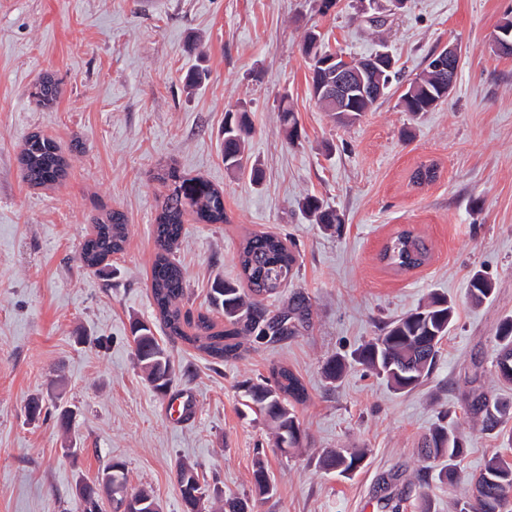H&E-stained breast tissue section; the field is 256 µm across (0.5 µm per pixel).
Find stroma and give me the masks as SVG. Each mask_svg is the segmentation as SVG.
<instances>
[{
	"label": "stroma",
	"instance_id": "1",
	"mask_svg": "<svg viewBox=\"0 0 512 512\" xmlns=\"http://www.w3.org/2000/svg\"><path fill=\"white\" fill-rule=\"evenodd\" d=\"M0 0V512H78L76 487L112 459L125 462L129 491L153 492L162 512H185L180 462L196 465L208 487L238 497L248 512H379L377 501L402 494L403 512H459L470 481L493 456L512 458V419L488 431L469 403L478 391L512 405V384L495 371L496 329L512 316V57L494 35L512 0ZM379 17L381 27L369 24ZM324 48L365 57L387 45L404 80L433 51L460 52L448 98L413 114L390 93L359 121L325 112L310 92L301 51L308 30ZM206 77L187 89L194 67ZM61 87L52 107L35 86ZM288 101L299 138L287 142L278 105ZM244 107L248 152L260 183L229 172L220 153L224 113ZM34 133L55 139L69 159L62 181L34 187L18 157ZM436 163L437 180L410 182ZM175 168L224 191L226 220L187 217L175 257L187 277L184 307L206 311L217 280H235L236 252L253 233L294 242L300 272L292 289L312 303L307 331L278 343H246L236 359L213 360L163 330L176 378L169 393L186 409L172 419L165 396L146 381L130 325L154 322L150 274L153 235L164 187L157 172ZM314 195L342 218L323 230L303 210ZM119 211L129 239L123 253L90 269L79 258L93 224ZM424 236L429 262L408 272L379 253L403 230ZM495 289L482 305L467 297L474 271ZM454 304L453 323L424 385L390 389L358 363L338 381L325 362L350 355L384 325L429 294ZM285 365L306 387L296 414L301 448H276L239 384ZM168 393V394H169ZM42 400L47 414L30 419ZM75 415L61 429L51 409ZM448 416L466 449L455 466L423 461V436ZM334 448L367 454L352 475L319 467ZM263 459L272 497L255 495L252 473Z\"/></svg>",
	"mask_w": 512,
	"mask_h": 512
}]
</instances>
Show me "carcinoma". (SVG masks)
Here are the masks:
<instances>
[{"label": "carcinoma", "instance_id": "1", "mask_svg": "<svg viewBox=\"0 0 512 512\" xmlns=\"http://www.w3.org/2000/svg\"><path fill=\"white\" fill-rule=\"evenodd\" d=\"M60 95V88L52 79L40 80L35 92L37 102L52 105ZM280 123L288 141L299 138L298 123L293 110L280 105ZM251 133L247 113L240 108H229L224 116V166L231 172L248 171L251 180H262V170L246 153V141ZM22 178L33 186H43L65 177L68 160L54 140L33 134L25 141L19 155ZM437 178V167L421 164L413 172L415 185L429 184ZM156 180L166 188L161 211L155 225L157 253L151 271V292L160 324L167 335L177 338L207 356L224 361L241 355L243 339L278 341L295 336L311 325L312 309L309 299L300 292L288 298L286 306L270 310L264 301L277 298L298 275L299 252L280 237L267 234L248 236L238 253L240 279L218 280L211 288L212 311L224 316V327L208 313L192 317L182 312L181 302L186 293L184 270L170 258L181 238L187 211L196 214L205 224H222L224 191L204 181L182 178L176 170L157 173ZM302 207L312 220L326 230H338L341 216L323 205L317 197L307 196ZM128 229L125 217L118 211L95 224L94 233L81 245V260L88 268L99 267L109 257L123 252ZM381 261L396 271H409L425 265L430 259L426 241L410 230H403L390 238L380 254ZM494 292L492 280L480 271L474 272L468 284V297L475 305L487 301ZM454 307L444 296L431 294L427 301L413 311L387 323L382 333L359 347L353 360L378 376L398 392H411L420 387L432 372L440 346L448 335L453 321ZM131 333L135 357L153 389L164 394L172 385L175 370L167 350L155 337L153 324L134 321ZM495 341L498 347L495 368L498 379L512 384V360L504 364L501 354L512 352V316L498 325ZM347 367L342 356L328 360L324 366L326 378L340 379ZM245 394L257 407L272 430L275 444L281 451L297 449L303 443V431L296 415L295 405L306 398V389L300 378L285 366H273L269 376L260 382L246 379L240 383ZM482 422L493 429L512 414L504 402L480 394L473 400ZM424 460L448 461L446 478L453 479L454 462L464 453L462 434L454 425H436L421 445ZM365 452L336 448L326 451L320 466L335 470L343 476L360 467ZM178 484L186 512H195L209 499L208 487L201 484L196 468L189 463L179 465ZM253 485L259 496L270 497L275 486L264 462L257 461L253 470ZM512 504V463L498 456L490 458L474 481L472 499L464 502L459 512H506Z\"/></svg>", "mask_w": 512, "mask_h": 512}]
</instances>
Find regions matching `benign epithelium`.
Masks as SVG:
<instances>
[{"mask_svg": "<svg viewBox=\"0 0 512 512\" xmlns=\"http://www.w3.org/2000/svg\"><path fill=\"white\" fill-rule=\"evenodd\" d=\"M320 66L326 69L328 79L321 86L322 100L336 107L338 112H352L359 99L378 101L385 96L389 82L385 72L394 69L395 62L390 52L380 50L374 55L353 60L336 52L318 54ZM429 71L438 75L436 87L441 94L451 92L456 76L460 54L456 47L446 46L434 52Z\"/></svg>", "mask_w": 512, "mask_h": 512, "instance_id": "obj_1", "label": "benign epithelium"}]
</instances>
